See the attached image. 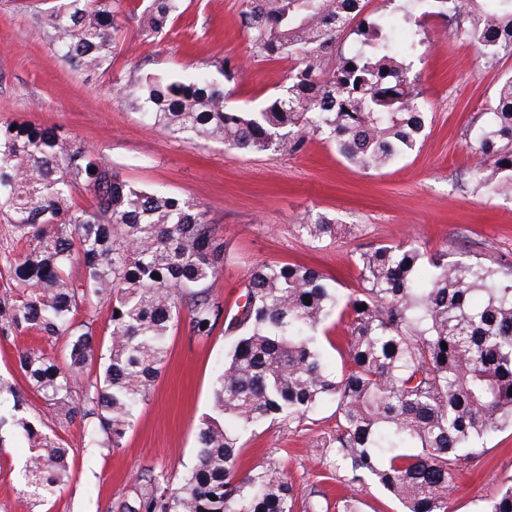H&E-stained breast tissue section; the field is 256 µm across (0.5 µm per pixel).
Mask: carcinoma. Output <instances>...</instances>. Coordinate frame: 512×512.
Listing matches in <instances>:
<instances>
[{
  "mask_svg": "<svg viewBox=\"0 0 512 512\" xmlns=\"http://www.w3.org/2000/svg\"><path fill=\"white\" fill-rule=\"evenodd\" d=\"M478 43L488 58L512 53V0H411ZM183 0H54L37 18L45 42L87 72L112 64L117 16L159 37ZM413 11L365 13V0H240L238 20L254 53L290 58L288 84L261 108L229 104L236 67L218 60L191 73L146 72L114 87L155 126L188 143L232 150L303 152L320 136L347 162L381 171L426 136L427 112L411 59L423 41L396 32ZM355 37L357 48L340 49ZM486 122L474 118L465 172L474 192L512 200V74L498 81ZM95 173H89V169ZM89 191L94 206L75 202ZM0 216L25 244L10 264L15 287L0 295V335L64 340L62 358L39 346L18 352L28 391L0 379L13 409L39 396L61 429L90 419L87 447L115 451L136 423L182 317L210 336L224 313L214 282L226 245L199 205L146 189L83 143L32 123L0 126ZM299 230L322 245L338 221L308 212ZM80 265L82 274L71 270ZM361 288L343 294L319 270L266 263L243 282L244 305L225 316L231 346L217 370L212 414L196 435V459L180 484L148 469L112 512H294V489L275 459L241 471L246 435L266 422L299 426L320 405H336V429L322 464L347 489L375 484L404 512H447L458 470L483 454L484 440L512 425V268L450 261L407 243L359 253ZM160 278H153V274ZM366 309H360L361 305ZM109 307V344L98 354L96 311ZM345 322L347 351L329 368L327 326ZM447 344L442 349L441 344ZM98 377L77 378L95 359ZM27 440L24 492L46 502L70 480L69 448L21 416L0 415ZM360 512L352 495L330 502L313 489L305 512ZM482 512H512V484Z\"/></svg>",
  "mask_w": 512,
  "mask_h": 512,
  "instance_id": "obj_1",
  "label": "carcinoma"
}]
</instances>
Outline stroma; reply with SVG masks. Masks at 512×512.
<instances>
[{"mask_svg": "<svg viewBox=\"0 0 512 512\" xmlns=\"http://www.w3.org/2000/svg\"><path fill=\"white\" fill-rule=\"evenodd\" d=\"M39 0H0V124L30 122L57 128L94 149L132 184L163 187L200 204L227 246L214 291L225 306L242 294V280L261 262L307 263L350 293L360 286L354 256L375 244L407 242L425 253L512 266V201L472 192L463 178L471 163L466 131L480 115L512 54L487 63L481 47L436 16L415 8L424 45L411 62L429 112L426 137L397 166L366 172L326 141L313 139L298 155L240 153L223 145L188 144L154 128L113 90L114 78L142 71H191L219 59L237 67L230 101L256 109L288 81L290 60L253 57L238 25L240 0H186V12L158 38L133 22L119 31L110 69L90 75L65 65L44 43L33 16ZM322 211L340 223L337 237L313 247L299 232L304 215ZM230 343L223 328L206 339L187 322L174 329L167 366L133 430L115 451L89 452L70 426L62 437L75 466L69 483L37 505L22 492L26 457L21 434L0 452V512H110L150 466L176 480L191 466L194 433L212 408L214 373ZM336 426L323 405L296 429L258 427L248 443L251 462L282 461L297 501L310 489L336 494V478L315 459L317 437ZM512 480V430L490 435L482 456L463 464L448 495V512H479Z\"/></svg>", "mask_w": 512, "mask_h": 512, "instance_id": "1", "label": "stroma"}]
</instances>
